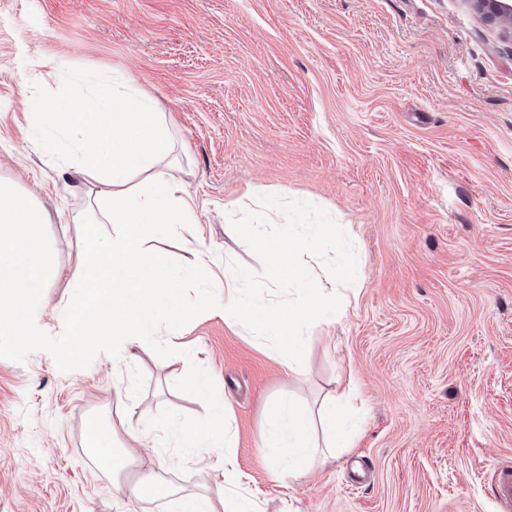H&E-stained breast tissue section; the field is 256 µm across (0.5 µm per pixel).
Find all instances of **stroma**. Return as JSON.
Masks as SVG:
<instances>
[{"label": "stroma", "instance_id": "stroma-1", "mask_svg": "<svg viewBox=\"0 0 512 512\" xmlns=\"http://www.w3.org/2000/svg\"><path fill=\"white\" fill-rule=\"evenodd\" d=\"M93 74H124L172 123L167 165L205 231L151 227L179 269L197 251L224 284L235 262L263 270L233 232L253 194L326 209L351 235L347 315L310 328L304 371L208 311L161 332L131 366L111 344L73 350L88 186L31 137ZM0 180L46 214L52 270L21 330L0 328V512H175L224 484L261 512H501L495 472L512 465V41L460 0H0ZM198 364L230 405L231 452L179 472L150 434L172 493L128 499L101 467L90 424L136 407L204 416L174 383ZM362 403L347 447L280 476L260 446L265 407L318 414L342 375Z\"/></svg>", "mask_w": 512, "mask_h": 512}]
</instances>
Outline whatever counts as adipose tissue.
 I'll list each match as a JSON object with an SVG mask.
<instances>
[{
  "label": "adipose tissue",
  "instance_id": "adipose-tissue-1",
  "mask_svg": "<svg viewBox=\"0 0 512 512\" xmlns=\"http://www.w3.org/2000/svg\"><path fill=\"white\" fill-rule=\"evenodd\" d=\"M35 141L64 154L92 187L88 224L82 232L79 302L68 310L74 347L82 349L112 337V357L132 364L144 337L158 325H174L188 308L181 301L191 268L172 272L145 248L143 232L162 225L178 234L198 229L195 204L180 180L165 176L162 164L172 150L170 128L153 99L134 89V80L85 77L72 96L36 115ZM46 216L13 186L0 182V324L17 325L48 265L40 226ZM226 405L212 407L204 429L182 428L175 445L185 463L200 462V451L227 442ZM145 419L132 411L117 414L104 429L94 428L102 467L121 473L137 465L133 449L114 447L121 434L144 435ZM309 416L293 401H278L267 411L261 445L276 468L294 474L316 453ZM240 474L224 461V489L213 496L184 498L179 512H256L255 502L239 494Z\"/></svg>",
  "mask_w": 512,
  "mask_h": 512
}]
</instances>
